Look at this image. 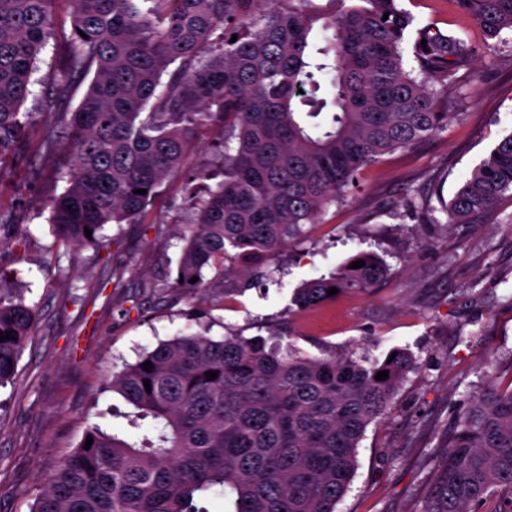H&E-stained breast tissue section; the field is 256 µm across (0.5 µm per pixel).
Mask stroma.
Segmentation results:
<instances>
[{
  "instance_id": "stroma-1",
  "label": "stroma",
  "mask_w": 512,
  "mask_h": 512,
  "mask_svg": "<svg viewBox=\"0 0 512 512\" xmlns=\"http://www.w3.org/2000/svg\"><path fill=\"white\" fill-rule=\"evenodd\" d=\"M416 27L465 41L475 67L448 91L460 116L415 149L364 169L349 199L303 227L286 256L264 267L205 274L207 288L178 291L196 176L218 158L221 121L201 128L179 174L164 182L142 224H109L99 246L60 242L49 201L64 191L58 168L39 162L35 120L24 153L0 162V272L22 291L34 334L13 381L0 386V512H30L44 477L94 425L126 426L129 404L108 385L125 365L176 336H279L300 354L347 348L380 360L405 348L418 361L388 412L371 423L358 467L336 512H420L449 430L468 397L512 388V195L468 224L439 222L440 203L512 134V34L488 47L482 29L449 0H400ZM373 250L391 273L368 292H348L307 311L292 294L302 282ZM280 268L278 279L268 269Z\"/></svg>"
}]
</instances>
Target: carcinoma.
<instances>
[{
	"mask_svg": "<svg viewBox=\"0 0 512 512\" xmlns=\"http://www.w3.org/2000/svg\"><path fill=\"white\" fill-rule=\"evenodd\" d=\"M69 2L72 31L40 100V114L55 124L36 151L57 160L63 134L71 147L67 187L51 202L57 239L81 247L101 242L106 224L144 223L196 132L223 116L221 164L200 170L216 184L188 199L178 289L203 287L208 267L262 264L328 206L346 202L363 168L447 127L455 113L439 110L435 84L453 85L473 61L464 41L413 28L398 0H359L324 19L313 0H149L145 13L140 0ZM451 2L489 40L512 32V0ZM53 3L0 0V160L19 151L35 120L21 107L38 56L55 38ZM410 38L412 65L404 54ZM87 78L80 104L65 109ZM508 191L512 134L440 212L467 224ZM358 260L365 265L350 268ZM388 275L376 253L359 251L303 283L292 303L313 308L330 300L332 287L365 291ZM6 334L0 386L33 334L23 296L1 288ZM416 364L405 349L369 363L352 351L284 354L260 336H177L112 379L133 408L123 415L128 425L147 419L148 429L133 436L90 427V448L80 442L49 473L31 512H208L200 502L217 492L224 512H335L367 427ZM380 371L388 378L376 379ZM503 492L512 494V390L490 386L471 396L448 433L421 512H475Z\"/></svg>",
	"mask_w": 512,
	"mask_h": 512,
	"instance_id": "obj_1",
	"label": "carcinoma"
}]
</instances>
